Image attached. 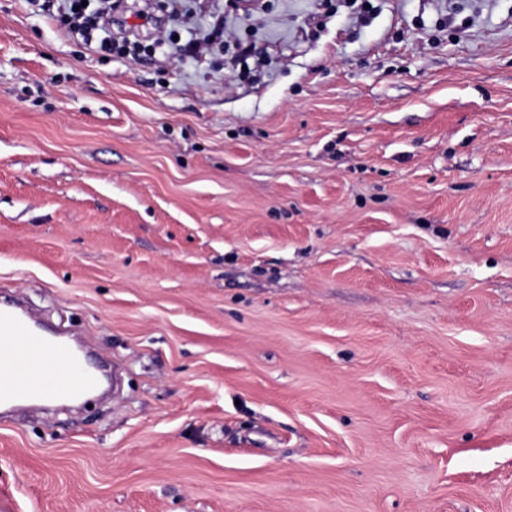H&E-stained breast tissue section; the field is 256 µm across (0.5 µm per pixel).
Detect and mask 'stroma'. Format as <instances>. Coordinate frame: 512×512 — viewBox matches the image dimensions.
Wrapping results in <instances>:
<instances>
[{
	"label": "stroma",
	"instance_id": "1",
	"mask_svg": "<svg viewBox=\"0 0 512 512\" xmlns=\"http://www.w3.org/2000/svg\"><path fill=\"white\" fill-rule=\"evenodd\" d=\"M180 4L0 0V290L123 377L0 512H512V0ZM83 0H71L69 2L68 12L64 13L66 21L68 22L69 28L83 36L86 41L92 42L91 32L95 30L98 24L95 23V19L92 18V14H86L87 9L90 6V1H86L85 5H82Z\"/></svg>",
	"mask_w": 512,
	"mask_h": 512
}]
</instances>
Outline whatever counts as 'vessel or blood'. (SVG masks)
Wrapping results in <instances>:
<instances>
[{
  "mask_svg": "<svg viewBox=\"0 0 512 512\" xmlns=\"http://www.w3.org/2000/svg\"><path fill=\"white\" fill-rule=\"evenodd\" d=\"M0 405L61 401L94 392L97 375L76 359L71 347L32 327L31 317L0 304Z\"/></svg>",
  "mask_w": 512,
  "mask_h": 512,
  "instance_id": "1",
  "label": "vessel or blood"
}]
</instances>
